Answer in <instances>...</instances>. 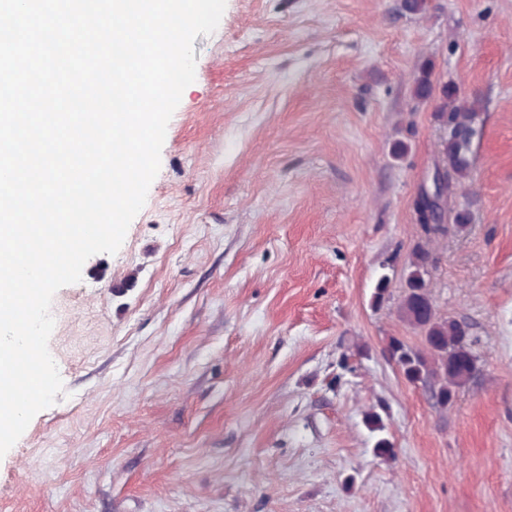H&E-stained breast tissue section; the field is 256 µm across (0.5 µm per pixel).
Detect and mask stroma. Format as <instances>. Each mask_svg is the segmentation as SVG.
Segmentation results:
<instances>
[{
	"instance_id": "35a3bbf8",
	"label": "stroma",
	"mask_w": 512,
	"mask_h": 512,
	"mask_svg": "<svg viewBox=\"0 0 512 512\" xmlns=\"http://www.w3.org/2000/svg\"><path fill=\"white\" fill-rule=\"evenodd\" d=\"M194 56L122 246L53 297L64 391L0 458V512H512V0H226ZM426 61L482 128L448 201L472 221L434 243L438 310L481 339L443 415L383 353L422 344L396 310ZM365 424L368 430L375 435L374 452L379 457H389L393 454V444L385 435V424L382 416L375 411L365 415Z\"/></svg>"
}]
</instances>
